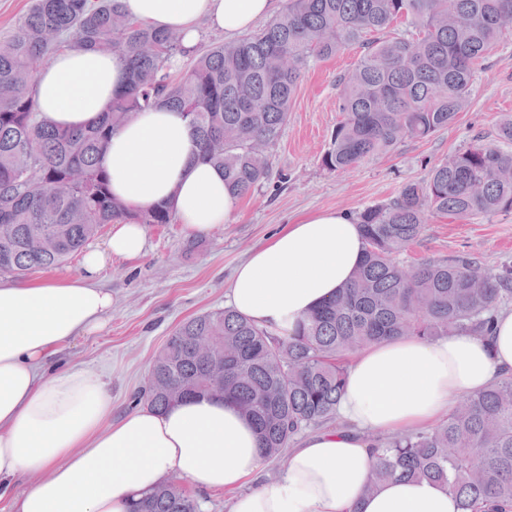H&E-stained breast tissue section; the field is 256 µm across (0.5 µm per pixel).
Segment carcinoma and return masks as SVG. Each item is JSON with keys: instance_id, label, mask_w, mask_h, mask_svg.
I'll return each mask as SVG.
<instances>
[{"instance_id": "carcinoma-1", "label": "carcinoma", "mask_w": 512, "mask_h": 512, "mask_svg": "<svg viewBox=\"0 0 512 512\" xmlns=\"http://www.w3.org/2000/svg\"><path fill=\"white\" fill-rule=\"evenodd\" d=\"M404 33L390 35L397 23ZM512 34V0H288L254 33L188 50L174 31L132 22L121 0H33L0 38V273L49 269L81 252L106 224H169L167 206L137 213L112 198L101 156L134 113L163 103L182 112L200 158L224 170L239 197L268 177L275 144L305 73L360 50L342 82L341 119L322 163L343 173L405 139L452 126L471 103L479 72ZM122 54L127 90L93 125L59 129L38 118L36 74L60 46ZM190 56L175 74L170 61ZM512 212V115L358 217L363 259L353 280L290 336L228 307L180 322L155 356L134 401L155 410L212 395L210 361L224 362V397L257 427L265 457L309 429L345 426L336 407L347 359L399 336L489 334L512 300V268H483L456 255L405 266L396 260L429 213L454 219ZM206 339L211 360L192 347ZM376 466L367 490L392 478L443 486L458 512H512V375L462 396L433 428L370 439ZM134 512H200L168 481Z\"/></svg>"}]
</instances>
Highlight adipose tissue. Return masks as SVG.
<instances>
[{"instance_id": "adipose-tissue-1", "label": "adipose tissue", "mask_w": 512, "mask_h": 512, "mask_svg": "<svg viewBox=\"0 0 512 512\" xmlns=\"http://www.w3.org/2000/svg\"><path fill=\"white\" fill-rule=\"evenodd\" d=\"M128 16L181 35L194 47L201 25L235 37L255 29L276 0H123ZM117 53L61 49L37 75L41 120L83 127L125 91ZM113 195L145 212L165 204L190 233L234 223L238 199L222 170L198 157L179 112L135 113L103 157ZM141 224L112 225L87 248L78 273L43 282L0 279V501L8 512H131L172 474L190 486L229 491V512H457L440 485L398 479L373 493V435L433 427L455 398L512 374V311L500 312L490 338L451 334L433 341L401 336L356 352L337 411L343 430L317 431L290 448L278 477L260 481L265 460L252 422L229 399L196 397L168 409L112 416L104 382L50 364L55 349L101 329L112 294L99 277L113 259L146 249ZM364 243L352 215L329 210L297 218L236 268L229 303L281 336L349 283ZM39 474L11 496L18 478ZM254 488H247V481Z\"/></svg>"}]
</instances>
